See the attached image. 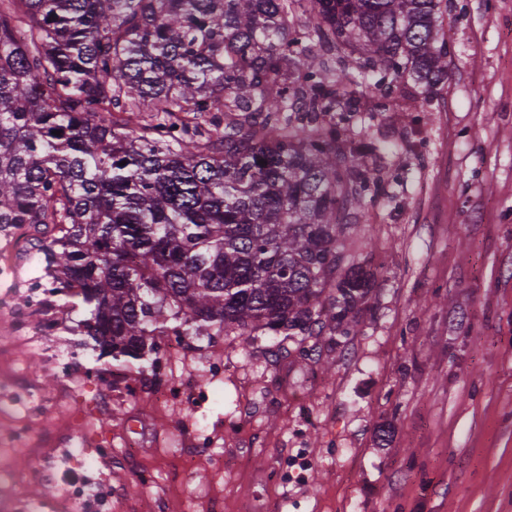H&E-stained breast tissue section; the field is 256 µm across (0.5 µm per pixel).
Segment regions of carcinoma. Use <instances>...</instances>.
I'll list each match as a JSON object with an SVG mask.
<instances>
[{
    "instance_id": "cac0c4a2",
    "label": "carcinoma",
    "mask_w": 512,
    "mask_h": 512,
    "mask_svg": "<svg viewBox=\"0 0 512 512\" xmlns=\"http://www.w3.org/2000/svg\"><path fill=\"white\" fill-rule=\"evenodd\" d=\"M0 0V237L34 232L44 277L125 378L164 336L353 333L374 273L345 250L370 178L307 42L429 89L439 0ZM151 118L142 122L140 113ZM304 116L293 119V113Z\"/></svg>"
}]
</instances>
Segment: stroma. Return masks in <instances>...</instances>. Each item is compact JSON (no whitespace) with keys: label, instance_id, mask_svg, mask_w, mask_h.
<instances>
[{"label":"stroma","instance_id":"35a3bbf8","mask_svg":"<svg viewBox=\"0 0 512 512\" xmlns=\"http://www.w3.org/2000/svg\"><path fill=\"white\" fill-rule=\"evenodd\" d=\"M448 77L349 88L356 111L324 120L374 181L349 254L375 274L371 306L340 345L308 358L262 336L195 338L159 385L101 372L80 325L54 309L39 354L0 349V381L32 379L61 404L31 427L61 435L107 474L116 512H512V0H442ZM223 359L215 382L206 361ZM194 449V466L177 449Z\"/></svg>","mask_w":512,"mask_h":512}]
</instances>
